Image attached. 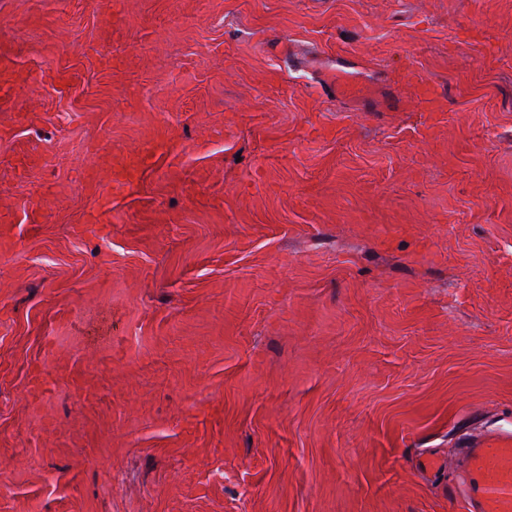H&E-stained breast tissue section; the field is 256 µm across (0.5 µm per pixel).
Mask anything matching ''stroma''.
I'll use <instances>...</instances> for the list:
<instances>
[{"mask_svg":"<svg viewBox=\"0 0 512 512\" xmlns=\"http://www.w3.org/2000/svg\"><path fill=\"white\" fill-rule=\"evenodd\" d=\"M0 51V512H463L512 0H0Z\"/></svg>","mask_w":512,"mask_h":512,"instance_id":"35a3bbf8","label":"stroma"}]
</instances>
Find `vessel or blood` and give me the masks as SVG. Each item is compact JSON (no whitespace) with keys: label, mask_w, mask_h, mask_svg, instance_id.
<instances>
[{"label":"vessel or blood","mask_w":512,"mask_h":512,"mask_svg":"<svg viewBox=\"0 0 512 512\" xmlns=\"http://www.w3.org/2000/svg\"><path fill=\"white\" fill-rule=\"evenodd\" d=\"M449 493L462 499L465 512H512V447L484 442L465 449Z\"/></svg>","instance_id":"1"}]
</instances>
